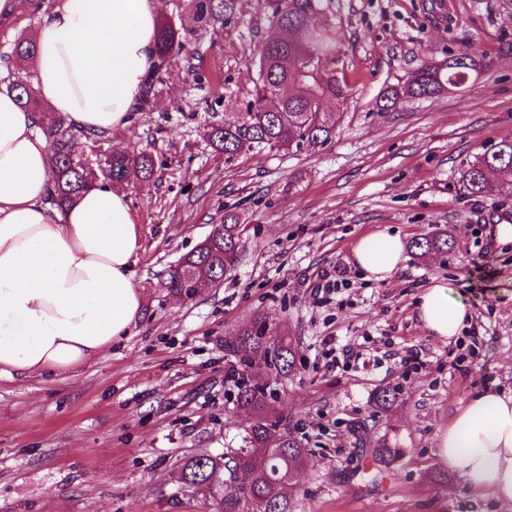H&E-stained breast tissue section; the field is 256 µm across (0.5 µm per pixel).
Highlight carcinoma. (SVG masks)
<instances>
[{
    "instance_id": "1",
    "label": "carcinoma",
    "mask_w": 512,
    "mask_h": 512,
    "mask_svg": "<svg viewBox=\"0 0 512 512\" xmlns=\"http://www.w3.org/2000/svg\"><path fill=\"white\" fill-rule=\"evenodd\" d=\"M187 2L199 22L214 25L233 18L240 0ZM266 5L268 20L278 34L263 41L259 48L251 98L235 122L216 124L208 131L215 148L229 158L255 149L288 151L304 145H327L336 134V113L325 111L322 104L341 103L348 94L346 80L336 77V31L313 26V18L330 9V0H266ZM190 35L189 30L177 28L171 19H162L156 38L160 63L192 45ZM480 73V65L468 55L461 59L450 57L442 66L423 65L411 81L384 93L378 111H387L404 99L430 97L459 88ZM9 89L17 92L22 109L42 114L41 132L50 146L55 167L50 199L59 211H65L96 184L125 180L132 168L145 180L152 176L154 160L145 151L133 155L115 152L104 165L89 166L82 158V135L64 116L38 107L32 84L12 83ZM460 181L466 195L476 201L491 196L500 182H511L512 140H503L467 162ZM242 234L238 217L225 216L209 247L187 254L170 272L165 282L167 290L193 298L197 296L195 285L220 281L238 263ZM412 247L443 254L451 249V243L444 234L416 239ZM266 335L264 326L246 328L230 341V347L249 361L266 359L272 354V365L277 371L291 369V341L279 338L278 347L272 352L263 341ZM234 387L235 405L253 414L244 437L245 447L230 450L219 459H189L182 467V480L192 486H219L243 468L252 474L248 490L241 496H222L216 512H291L289 476L309 464V451L291 433L280 430L279 422L271 420L275 409L270 394L252 384L244 373L239 374Z\"/></svg>"
}]
</instances>
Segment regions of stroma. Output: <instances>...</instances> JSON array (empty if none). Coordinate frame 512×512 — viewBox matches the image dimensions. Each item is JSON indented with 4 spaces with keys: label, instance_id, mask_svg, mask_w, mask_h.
<instances>
[{
    "label": "stroma",
    "instance_id": "1",
    "mask_svg": "<svg viewBox=\"0 0 512 512\" xmlns=\"http://www.w3.org/2000/svg\"><path fill=\"white\" fill-rule=\"evenodd\" d=\"M57 0H7L0 11V86L13 52ZM164 15L194 32L149 103L105 150L154 158L126 190L141 234L133 266L143 307L123 340L57 378L0 377V512H215L211 489L185 484L183 463L239 448L252 420L230 399L239 355L227 344L262 323L293 341L294 367L253 368L276 414L309 451L293 480L294 512H503L434 455L436 435L483 388L512 393V185L480 202L459 181L467 161L512 139V0H333L337 67L350 87L326 146L226 157L207 127L244 111L266 0L237 19L195 28L184 0ZM469 52L484 71L464 86L377 109L425 64ZM246 224L238 265L183 301L164 283L225 214ZM408 244L403 269L362 278L352 258L380 228ZM447 233L445 254L414 239ZM342 287L326 299L324 275ZM452 280L472 311L459 341L426 334L414 302ZM465 354L466 370L452 360ZM394 393L385 409L380 389ZM390 449L373 464L362 445Z\"/></svg>",
    "mask_w": 512,
    "mask_h": 512
}]
</instances>
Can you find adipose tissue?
<instances>
[{"label":"adipose tissue","instance_id":"ef3b65f1","mask_svg":"<svg viewBox=\"0 0 512 512\" xmlns=\"http://www.w3.org/2000/svg\"><path fill=\"white\" fill-rule=\"evenodd\" d=\"M161 0H58L34 28L35 90L86 134L125 127L155 62ZM36 114L0 92V374L59 375L126 337L142 298L132 266L141 247L123 187L86 192L64 215L45 204L53 164ZM354 260L368 281L404 266L399 234L359 237ZM431 336L456 339L472 315L447 283L415 302ZM436 457L481 496L512 510V395H472L436 437Z\"/></svg>","mask_w":512,"mask_h":512}]
</instances>
